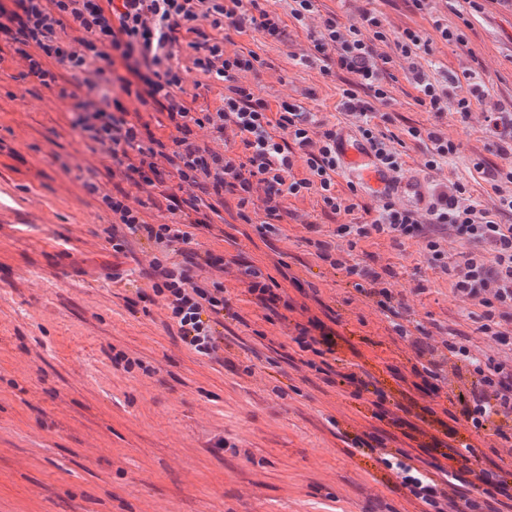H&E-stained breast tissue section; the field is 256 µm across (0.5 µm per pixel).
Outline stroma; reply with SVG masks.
<instances>
[{
	"label": "stroma",
	"instance_id": "stroma-1",
	"mask_svg": "<svg viewBox=\"0 0 512 512\" xmlns=\"http://www.w3.org/2000/svg\"><path fill=\"white\" fill-rule=\"evenodd\" d=\"M366 6L388 25L433 37L430 76L448 73L463 85L474 76L490 101L512 99V0L470 16L464 49L434 37L432 15L460 23L444 0H434L429 14L410 0ZM284 23L281 44L255 32L235 36L238 48L264 62L260 75L242 82L258 86L270 106L287 98L341 122V79L297 64L307 30L289 16ZM190 54L181 47L185 100L215 110L224 84L190 70ZM21 69L17 61L0 64V512H408L396 474L356 441L373 435L416 455L444 439L441 427L396 425L351 386L326 384L301 366L287 326L264 319L237 266L282 268L277 282L289 319L330 332L337 367L368 371L397 399L418 359L389 331L388 318L318 257L296 221L275 236L214 215L195 240L225 256L218 278L242 318L225 320L214 357L196 354L161 304L136 294L150 287L156 248L136 243L113 252L112 216L84 187L95 176L161 224L172 219L167 198L178 194L176 180L156 188L127 182L110 157L79 140L70 100L20 78ZM390 84L388 128L404 139L406 176L425 179L424 147L406 131L430 114L415 103L407 70L396 69ZM443 126L461 144L449 178L488 196L474 163L507 165L495 137L452 115ZM354 257L391 268L407 290L403 320L419 321L438 340L484 346L480 309L453 297L418 246L374 235Z\"/></svg>",
	"mask_w": 512,
	"mask_h": 512
}]
</instances>
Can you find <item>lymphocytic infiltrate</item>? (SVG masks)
I'll list each match as a JSON object with an SVG mask.
<instances>
[{"mask_svg":"<svg viewBox=\"0 0 512 512\" xmlns=\"http://www.w3.org/2000/svg\"><path fill=\"white\" fill-rule=\"evenodd\" d=\"M344 14L321 12L318 0H289L297 22L315 19L309 33L310 54L322 61L327 76L346 75L341 89L344 118L366 142L380 169L390 174L370 223L352 222L360 187L347 178L338 149L336 126L315 118L288 100L278 107L241 74L257 72L255 52L230 49V31L253 29L264 39L284 38V21L264 0H0V42L24 64L23 78L57 88L74 102L71 125L113 162L124 166L126 178L139 186L177 178L186 196L177 204L179 218L167 224L146 220L131 208L124 193L104 191L86 180L88 194L112 214L108 241L122 253L138 237L176 255L172 266L151 264V289L164 301L183 344L196 353L215 352V326L234 310L224 284H198L193 269H222L224 260L210 250L193 248V230L207 215L231 206L243 223H259L274 231L292 217L289 199L318 196L336 220L335 235L349 247L379 235L394 246L413 242L429 265L440 268L459 302L481 308V331L488 347H470L454 340L444 346L454 366L464 371L470 387L456 395L450 417L472 434L493 436L501 447H512V167L487 168L483 175L492 196H475L455 180L417 191L401 202L405 179L399 141L381 125L389 114H375L374 103H391L386 79L397 64L431 55L432 40L413 28H386L383 18L362 0H344ZM79 33L71 35L69 24ZM191 50L190 62L204 76L222 81L224 97L215 111H195L184 99L186 90L176 58L181 44ZM416 103L433 114L432 125L409 127L408 135L425 147L423 168L442 173L459 154L460 144L439 124L447 112L461 123L478 121L498 135L503 155H512V102H496L482 112L475 105L486 90L471 84L464 96H451L448 82L430 79L423 68L412 69ZM165 113L172 131L160 138L149 122L133 117L127 99ZM205 130L209 140L197 131ZM304 167V177L294 175ZM344 188H337V177ZM320 257L333 269L356 280L357 293L380 313L393 311L403 294L390 280V267L375 270L332 256L329 244L316 241ZM402 487L433 512H496L494 501L512 484V468L480 470L476 497L454 494L458 480L447 467L429 474L410 455L394 463Z\"/></svg>","mask_w":512,"mask_h":512,"instance_id":"lymphocytic-infiltrate-1","label":"lymphocytic infiltrate"}]
</instances>
